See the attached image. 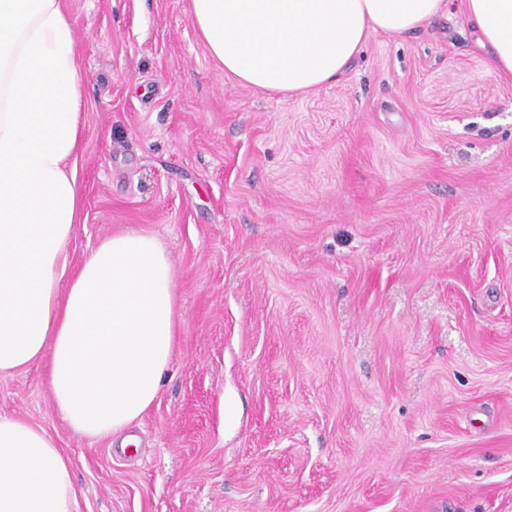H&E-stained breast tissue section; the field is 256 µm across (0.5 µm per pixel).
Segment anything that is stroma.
<instances>
[{"mask_svg": "<svg viewBox=\"0 0 512 512\" xmlns=\"http://www.w3.org/2000/svg\"><path fill=\"white\" fill-rule=\"evenodd\" d=\"M85 107L79 266L155 236L180 318L128 452L58 415L79 512H512V78L463 14L369 36L336 83L225 75L190 0H65Z\"/></svg>", "mask_w": 512, "mask_h": 512, "instance_id": "35a3bbf8", "label": "stroma"}]
</instances>
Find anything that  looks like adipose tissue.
<instances>
[{"label":"adipose tissue","instance_id":"obj_1","mask_svg":"<svg viewBox=\"0 0 512 512\" xmlns=\"http://www.w3.org/2000/svg\"><path fill=\"white\" fill-rule=\"evenodd\" d=\"M463 8L492 69L512 77V0ZM447 10L448 0H191L226 75L288 94L336 81L370 33L416 31ZM83 82L62 0H0V374L45 365L61 419L125 447L172 360L174 262L153 236L121 232L71 270ZM78 506L57 436L0 415V512Z\"/></svg>","mask_w":512,"mask_h":512}]
</instances>
